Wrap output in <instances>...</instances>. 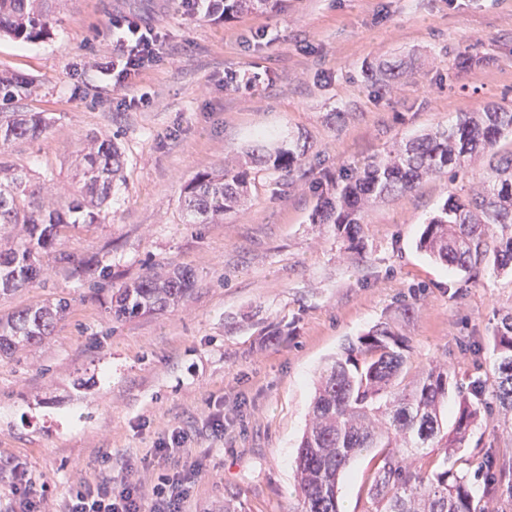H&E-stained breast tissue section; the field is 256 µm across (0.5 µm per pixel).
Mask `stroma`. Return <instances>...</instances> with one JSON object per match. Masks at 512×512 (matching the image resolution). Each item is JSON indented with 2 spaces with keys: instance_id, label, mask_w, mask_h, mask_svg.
Returning a JSON list of instances; mask_svg holds the SVG:
<instances>
[{
  "instance_id": "35a3bbf8",
  "label": "stroma",
  "mask_w": 512,
  "mask_h": 512,
  "mask_svg": "<svg viewBox=\"0 0 512 512\" xmlns=\"http://www.w3.org/2000/svg\"><path fill=\"white\" fill-rule=\"evenodd\" d=\"M116 13L142 17L169 50L138 83L149 107L113 111L116 90L82 68L91 49L111 60ZM0 68L33 78L38 92L19 107L51 119L38 141L1 148L6 160L57 187L89 137H112L125 162L105 222L64 234L33 287L0 295V318L70 303L50 336L0 353V512L12 461L45 485L46 512H59L71 485L98 478L102 453L120 468L175 428L190 440L174 464H204L189 512H297L294 460L314 381L344 343L387 318L401 325L413 368L447 366L449 408L488 379L512 276L484 267L467 280L416 248L449 194L477 188L483 161L372 201L355 250L311 214L315 183L346 166L463 112L512 111V0H287L278 13L225 18L183 15L178 0H67L49 39H0ZM226 73L245 86L220 83ZM261 131L304 164L287 178L251 165L244 206L220 224L187 223L185 183ZM153 267L190 271L191 296L113 321V289ZM212 399L224 404L218 439ZM490 448L512 456V428L486 417L457 468ZM372 467L363 456L341 477L346 512H362Z\"/></svg>"
}]
</instances>
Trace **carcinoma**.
<instances>
[{"mask_svg":"<svg viewBox=\"0 0 512 512\" xmlns=\"http://www.w3.org/2000/svg\"><path fill=\"white\" fill-rule=\"evenodd\" d=\"M61 0H0V37L34 42L50 36ZM285 0H224L226 12L280 10ZM33 81L0 70V101L31 96ZM43 112H0V146L36 141L48 129ZM512 133V112H464L455 123L415 139L384 157L350 167L332 192L324 191L312 214L314 224H333L349 246L359 243L365 207L372 198L397 196L424 177L457 174L465 164L488 155L482 185L466 198L448 196L423 225L417 247L429 257L469 275L490 265L512 269V155L498 151L500 138ZM249 159L271 164L289 177L301 167V155L263 141ZM124 158L110 138L90 137L77 154V190L41 200L43 187L30 173L0 159V226H21L16 239L0 247V291L33 285L40 256L56 248L61 231L96 224L108 209L112 188L123 179ZM249 171L239 160L196 175L183 188L182 205L194 224H213L234 210L247 191ZM186 271L153 270L117 290L112 317L117 321L163 312L193 291ZM68 310L64 297L29 305L0 320V352L12 353L51 335ZM494 356L489 382L459 392L453 426L445 421L448 368L430 365L411 373L407 338L391 321L375 325L348 341L321 371L308 423L295 461L294 487L301 512H342L338 482L355 458L375 452V467L364 512H476L471 473L451 458L464 447L481 417L482 397L490 393L498 420L512 425V310L501 314L491 336ZM443 450L442 463L430 450ZM474 474L485 476L495 493L512 482V457L483 458Z\"/></svg>","mask_w":512,"mask_h":512,"instance_id":"carcinoma-1","label":"carcinoma"}]
</instances>
